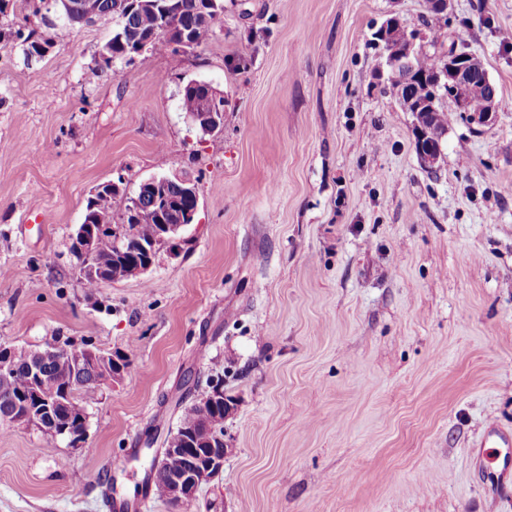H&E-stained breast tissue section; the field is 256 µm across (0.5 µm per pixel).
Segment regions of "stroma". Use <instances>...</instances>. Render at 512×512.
<instances>
[{
	"label": "stroma",
	"mask_w": 512,
	"mask_h": 512,
	"mask_svg": "<svg viewBox=\"0 0 512 512\" xmlns=\"http://www.w3.org/2000/svg\"><path fill=\"white\" fill-rule=\"evenodd\" d=\"M224 0L215 35L147 52L95 83L102 20L40 62L0 48V343L89 344L129 362L89 401L84 442L41 451L0 428V512H104L98 469L143 512H512L483 478L489 422L512 438V109L454 119L424 169L375 32L466 46L512 106V0ZM224 93V130L179 106ZM193 179L199 210L144 276L87 292L70 237L99 184L121 223L153 175ZM220 382L222 473L194 500L146 494L179 411ZM189 85H194L191 82ZM208 92V94H207ZM207 94L209 100L206 112H201L204 108V100ZM224 101V95L211 84H196L183 89L180 95V107L185 114L195 112L188 117L195 128L200 127L210 135H218L223 130L224 113L214 112L215 107Z\"/></svg>",
	"instance_id": "stroma-1"
}]
</instances>
